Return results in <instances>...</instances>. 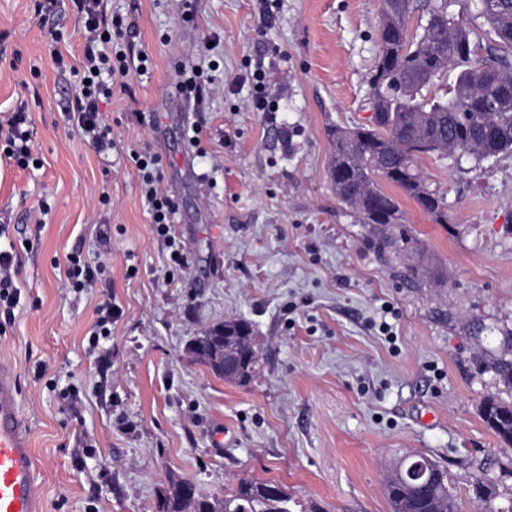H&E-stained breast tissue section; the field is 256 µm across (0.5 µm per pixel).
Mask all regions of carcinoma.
<instances>
[{
	"label": "carcinoma",
	"instance_id": "obj_1",
	"mask_svg": "<svg viewBox=\"0 0 512 512\" xmlns=\"http://www.w3.org/2000/svg\"><path fill=\"white\" fill-rule=\"evenodd\" d=\"M457 0H383L379 17L382 49L369 77L374 126L338 127L331 132L334 153L330 177L338 200L363 224H402L400 207L382 188L399 187L437 223H448L444 197L431 191L415 166L419 153L462 156L479 164L512 153V0H476L475 16L465 21ZM233 328L226 345L231 358L252 357L253 336L242 318L222 323ZM493 369L512 385V357L496 359ZM482 415L501 439L512 432V403L488 399ZM269 480L242 478L218 497L184 496L177 478L157 500V512H291L285 488L269 496ZM391 512H462L448 489L445 469L423 454L397 460L385 477ZM483 512H512V499L496 503L495 488L478 485Z\"/></svg>",
	"mask_w": 512,
	"mask_h": 512
}]
</instances>
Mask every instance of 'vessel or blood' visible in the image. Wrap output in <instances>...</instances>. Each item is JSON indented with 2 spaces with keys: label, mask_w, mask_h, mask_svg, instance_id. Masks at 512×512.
<instances>
[{
  "label": "vessel or blood",
  "mask_w": 512,
  "mask_h": 512,
  "mask_svg": "<svg viewBox=\"0 0 512 512\" xmlns=\"http://www.w3.org/2000/svg\"><path fill=\"white\" fill-rule=\"evenodd\" d=\"M0 512H43L41 473L13 367L0 361Z\"/></svg>",
  "instance_id": "vessel-or-blood-1"
}]
</instances>
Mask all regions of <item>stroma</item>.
Here are the masks:
<instances>
[{
	"instance_id": "obj_1",
	"label": "stroma",
	"mask_w": 512,
	"mask_h": 512,
	"mask_svg": "<svg viewBox=\"0 0 512 512\" xmlns=\"http://www.w3.org/2000/svg\"><path fill=\"white\" fill-rule=\"evenodd\" d=\"M381 7L102 0L129 63L101 106L104 159L68 116L84 18L70 0L46 16L0 0V112L25 108L37 160L0 158V248L22 292L0 359L46 512H154L172 475L219 496L271 480L293 512H390L386 468L411 452L445 468L463 512L479 480L512 496V447L481 415L487 399L512 402L492 368L512 336V153L420 156L448 221L387 185L408 238L396 249L381 246L391 226L359 223L329 179L330 130L371 114ZM198 67L216 92L184 100L173 78ZM260 95L273 111L254 110ZM134 150L162 159L168 235ZM70 254L96 269L93 287H74ZM238 317L258 353L243 386L189 351Z\"/></svg>"
}]
</instances>
